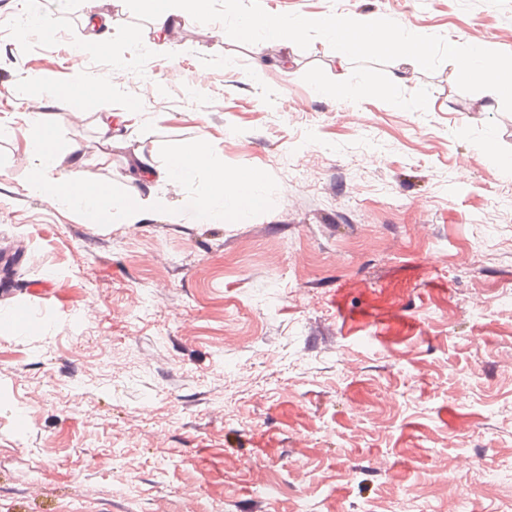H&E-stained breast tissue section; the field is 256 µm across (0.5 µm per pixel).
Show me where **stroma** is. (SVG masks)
Here are the masks:
<instances>
[{
  "mask_svg": "<svg viewBox=\"0 0 512 512\" xmlns=\"http://www.w3.org/2000/svg\"><path fill=\"white\" fill-rule=\"evenodd\" d=\"M271 14L374 12L512 53V0H261ZM52 28L0 0V113L49 75L83 102L41 125L78 145L87 185L120 191L134 155L208 149L254 172L232 223L172 222L209 170L157 182L169 213L102 223L30 195L34 158L0 124V512H512V113L443 63L393 61L426 112L336 100L323 39H230L185 17L172 48L138 0H109L98 42L81 0ZM95 51H86L89 43ZM111 102L115 141L98 132ZM135 112L120 120L125 109Z\"/></svg>",
  "mask_w": 512,
  "mask_h": 512,
  "instance_id": "35a3bbf8",
  "label": "stroma"
}]
</instances>
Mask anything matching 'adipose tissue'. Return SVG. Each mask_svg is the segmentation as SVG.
Segmentation results:
<instances>
[{"label":"adipose tissue","instance_id":"ef3b65f1","mask_svg":"<svg viewBox=\"0 0 512 512\" xmlns=\"http://www.w3.org/2000/svg\"><path fill=\"white\" fill-rule=\"evenodd\" d=\"M147 13L155 35L153 47L162 51L167 49L170 36L177 29L186 3H193L198 13H205L207 0H140ZM39 114L30 110L22 113V122L18 127L27 147L33 154L36 164L28 180L31 193L41 196L57 208L75 207L106 220L119 215L126 223L142 222L147 212L166 211L168 203L160 196L153 182L156 178L154 167L144 156H136L129 167L128 183L123 192L104 191L103 188L92 190L82 186L84 168L87 160L79 147H71L68 161H61L57 155V146L47 131L38 124ZM67 163L69 171L62 176H54V169L60 163ZM215 193L208 202L195 200L185 205L184 215L188 219L206 224L215 218L235 216L233 194L224 190V173L212 171Z\"/></svg>","mask_w":512,"mask_h":512}]
</instances>
